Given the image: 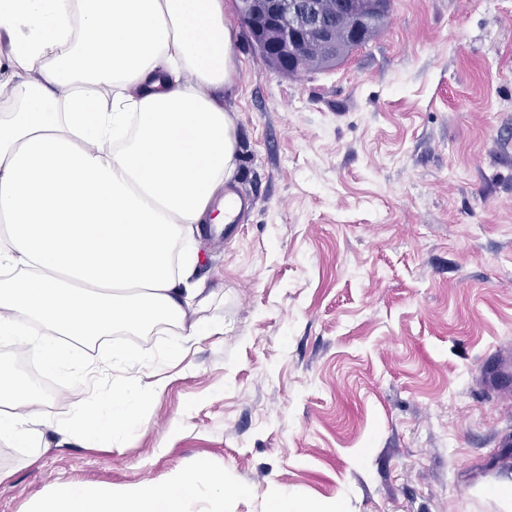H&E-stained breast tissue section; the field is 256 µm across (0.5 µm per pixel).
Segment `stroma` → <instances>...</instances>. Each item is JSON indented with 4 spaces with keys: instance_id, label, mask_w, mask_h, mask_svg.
I'll list each match as a JSON object with an SVG mask.
<instances>
[{
    "instance_id": "1",
    "label": "stroma",
    "mask_w": 512,
    "mask_h": 512,
    "mask_svg": "<svg viewBox=\"0 0 512 512\" xmlns=\"http://www.w3.org/2000/svg\"><path fill=\"white\" fill-rule=\"evenodd\" d=\"M237 70L231 236L203 231L201 316L224 333L159 371L175 339L87 341L93 369L42 407L48 447L0 440V512L61 491L167 485L206 465L349 512H495L467 495L512 469V0H392L333 68L276 74L224 0ZM140 361L111 367L113 347ZM151 394L123 445L89 436L91 397Z\"/></svg>"
}]
</instances>
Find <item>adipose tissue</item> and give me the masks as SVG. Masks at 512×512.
Here are the masks:
<instances>
[{"instance_id":"adipose-tissue-1","label":"adipose tissue","mask_w":512,"mask_h":512,"mask_svg":"<svg viewBox=\"0 0 512 512\" xmlns=\"http://www.w3.org/2000/svg\"><path fill=\"white\" fill-rule=\"evenodd\" d=\"M236 70L224 0H0V341L46 374L83 372L70 339L175 323L178 356L224 332L202 318L194 235L230 216L217 198L239 164L224 105ZM36 384L0 362V439L45 446ZM149 396L95 400L90 432L126 440ZM206 478L211 512L243 486L199 468L143 484L61 492L40 512H188Z\"/></svg>"}]
</instances>
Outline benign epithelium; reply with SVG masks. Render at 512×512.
<instances>
[{"instance_id":"7a95c632","label":"benign epithelium","mask_w":512,"mask_h":512,"mask_svg":"<svg viewBox=\"0 0 512 512\" xmlns=\"http://www.w3.org/2000/svg\"><path fill=\"white\" fill-rule=\"evenodd\" d=\"M387 0H340L336 17L360 39L369 13L381 15ZM240 21L255 48L264 53L279 74H288L294 65L306 62L310 44L321 46V62L336 61L339 50L334 24L321 10L320 0H238Z\"/></svg>"}]
</instances>
